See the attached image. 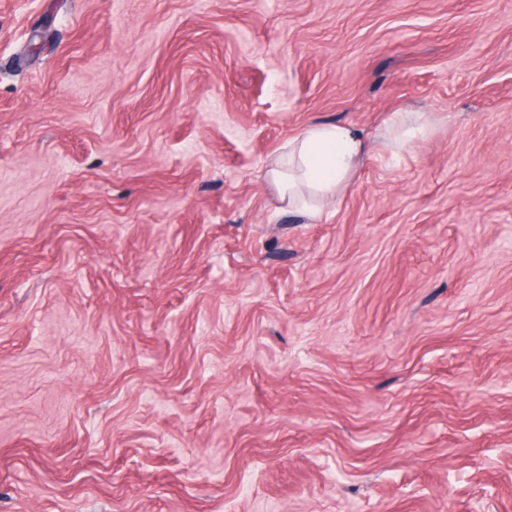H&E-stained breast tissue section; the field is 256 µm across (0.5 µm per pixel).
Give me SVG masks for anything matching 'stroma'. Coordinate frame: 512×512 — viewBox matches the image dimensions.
<instances>
[{
    "instance_id": "obj_1",
    "label": "stroma",
    "mask_w": 512,
    "mask_h": 512,
    "mask_svg": "<svg viewBox=\"0 0 512 512\" xmlns=\"http://www.w3.org/2000/svg\"><path fill=\"white\" fill-rule=\"evenodd\" d=\"M0 512H512V0H0ZM389 123L390 127H394L396 134L391 147L396 150L406 147L412 138L425 137L430 129L428 121L423 117H420L416 126L406 130L404 128L406 121L404 119L403 112L394 113L390 118ZM361 133L348 124H315L282 145L268 176L292 210L316 216L352 182L366 156Z\"/></svg>"
}]
</instances>
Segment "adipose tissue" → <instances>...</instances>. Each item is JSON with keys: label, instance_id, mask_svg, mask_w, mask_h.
Here are the masks:
<instances>
[{"label": "adipose tissue", "instance_id": "adipose-tissue-1", "mask_svg": "<svg viewBox=\"0 0 512 512\" xmlns=\"http://www.w3.org/2000/svg\"><path fill=\"white\" fill-rule=\"evenodd\" d=\"M366 152L351 125L315 124L282 145L268 176L292 210L314 216L349 186Z\"/></svg>", "mask_w": 512, "mask_h": 512}]
</instances>
